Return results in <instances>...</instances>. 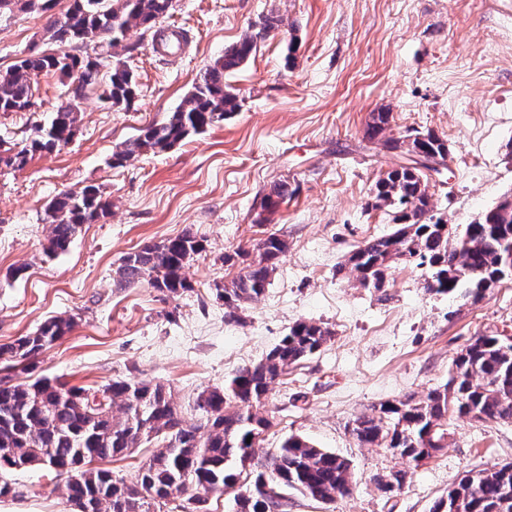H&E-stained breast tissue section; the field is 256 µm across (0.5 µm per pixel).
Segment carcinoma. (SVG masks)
<instances>
[{"label":"carcinoma","instance_id":"carcinoma-1","mask_svg":"<svg viewBox=\"0 0 512 512\" xmlns=\"http://www.w3.org/2000/svg\"><path fill=\"white\" fill-rule=\"evenodd\" d=\"M7 12H47L54 0H10ZM172 0H70L64 14L48 29L51 49L33 50L0 76V112H39L33 87L44 72L66 81L67 94L47 111L33 136L16 152L0 157L7 167L22 168L38 153L68 144L75 134L76 98L102 87L100 98L113 108L127 109L137 96L133 71L116 51L131 29H153L169 14ZM280 19L266 16L256 31L244 34L224 48L199 76L191 91L168 118L152 123L112 153L111 165L121 166L147 150H166L190 136L203 133L239 107L237 96L225 82L257 50V40L277 29ZM100 43L101 57L70 52L73 43ZM108 81L101 83V76ZM389 115L379 112L367 125L366 138L382 142L398 155L418 149L441 159L448 141L433 131L385 136ZM288 196L285 183L274 185L261 208L274 210ZM378 206L398 209L397 229L374 238L349 258L356 280L364 288L385 287L388 270L399 262L427 266V291L461 295L473 302L512 273L505 272L512 255V205L499 204L457 234L450 224L434 220L427 178L417 170L395 168L375 183ZM109 211L101 187L87 185L78 192H63L45 208L50 224L47 252L65 251L85 224H96ZM288 248L277 235L262 240L258 255L241 258L237 275L215 285L216 298L230 308L257 300L270 284L279 258ZM204 251L190 232L159 243H148L129 253L119 269V284L147 282L172 296L190 288L185 270ZM74 327L71 318L51 317L35 332L0 344V363L9 374L0 376V472H22L25 463L45 459L66 469L69 501L85 503V512H162L168 501L185 492L183 473L190 472L204 494L188 498L189 512H208L205 491L235 489L239 476L249 471L251 481L234 493L237 512H287L279 497L296 490L321 502L348 495L353 472L350 461L325 448H317L297 435L278 448L265 451L263 434L271 422L261 412L270 386L288 369L316 354L331 339L330 329L317 323H295L265 359L239 370L222 387L198 395L196 405L205 417L201 427L188 423L172 393L161 383L136 378L116 379L100 389L105 407L90 405L86 389L69 387L46 376L16 382L12 373L30 369L37 357ZM453 389L443 385L424 399L408 397L382 404L377 413L357 418L350 434L360 447H384L409 468H416L445 447L444 422L448 415L467 417L475 412L487 423L512 422V343L502 336H479L453 359ZM156 441L152 456L142 464L133 484L102 466L140 446ZM432 512H512V463L468 471L448 493L435 501Z\"/></svg>","mask_w":512,"mask_h":512}]
</instances>
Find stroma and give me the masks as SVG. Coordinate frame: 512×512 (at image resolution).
<instances>
[{
    "label": "stroma",
    "instance_id": "obj_1",
    "mask_svg": "<svg viewBox=\"0 0 512 512\" xmlns=\"http://www.w3.org/2000/svg\"><path fill=\"white\" fill-rule=\"evenodd\" d=\"M68 5L0 13V71L43 43ZM272 13L283 26L228 79L236 112L111 167L117 145L164 120L225 46ZM158 28L179 32L180 46L162 51L132 32L131 108L87 91L71 142L23 168L0 166V344L50 317L74 318L38 357L36 375L93 389L159 382L197 424L203 390L258 362L296 322L327 326L331 341L273 384L263 446L293 434L336 452L352 465V492L325 504L291 490L288 512H431L465 472L512 462V422L452 415L445 448L387 493L375 478L401 460L358 447L349 433L375 407L446 383L475 337L512 336V280L474 303L427 293L421 268L395 265L377 291L345 267L364 241L395 229L394 210L375 208L374 187L404 159L364 141L373 112L389 110L390 135L447 139L448 168L429 179L447 223H474L512 194V0H175ZM280 182L288 197L259 218L261 197ZM89 184L109 197L110 215L47 254L46 204ZM187 231L205 247L186 270L187 291L118 285L124 256ZM271 234L288 248L264 294L229 320L213 293L238 272L224 257L256 254ZM7 479L16 492L0 498V512H73L65 478L30 470Z\"/></svg>",
    "mask_w": 512,
    "mask_h": 512
}]
</instances>
